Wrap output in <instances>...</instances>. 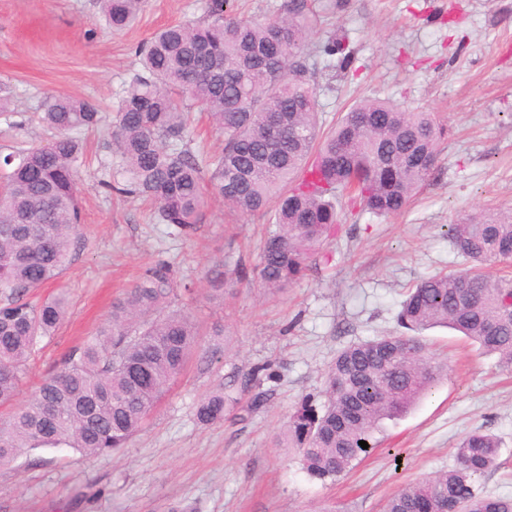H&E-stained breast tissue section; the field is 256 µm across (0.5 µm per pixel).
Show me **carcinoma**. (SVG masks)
I'll return each instance as SVG.
<instances>
[{
  "mask_svg": "<svg viewBox=\"0 0 512 512\" xmlns=\"http://www.w3.org/2000/svg\"><path fill=\"white\" fill-rule=\"evenodd\" d=\"M143 5L100 0L101 17L122 31ZM319 23L307 0H289L286 12L264 19L226 15L224 0H207L202 19L158 31L136 53L140 72L107 129L123 181L100 185L153 202L156 223L179 237L197 233L209 197L271 224L257 265L210 270L212 300L223 301L224 287L250 276L264 288L288 287L334 235L340 201L374 217L398 215L434 170L447 129L431 112L367 99L321 132L305 53ZM319 53L327 69L354 63L340 36L328 37ZM11 103L3 84L0 118L14 126ZM193 105L224 136L221 152L191 147ZM32 119L49 137L0 156V405L16 400L37 346L66 315L65 297L34 305L28 296L60 277L78 249L82 133L101 124L93 104L65 95L47 97ZM450 240L464 268L407 290L397 314L405 332L341 349L323 402L306 399L289 414L277 442L298 449L310 477L346 474L375 447L384 422L410 413L441 379L446 366L428 355L422 331L454 329L512 373V279L485 272L491 264L512 265V209L461 218ZM179 288L192 294L195 285L177 282L168 263L143 269L112 302L111 319L0 421V465L37 448L94 457L126 447L199 344V326L171 309ZM236 404L234 391L219 384L197 404L196 420L220 422ZM499 453L494 435L471 432L458 443L452 468L404 487L384 512H512V499L476 488Z\"/></svg>",
  "mask_w": 512,
  "mask_h": 512,
  "instance_id": "cac0c4a2",
  "label": "carcinoma"
}]
</instances>
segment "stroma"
I'll return each mask as SVG.
<instances>
[{"label": "stroma", "mask_w": 512, "mask_h": 512, "mask_svg": "<svg viewBox=\"0 0 512 512\" xmlns=\"http://www.w3.org/2000/svg\"><path fill=\"white\" fill-rule=\"evenodd\" d=\"M327 2L308 0L324 16L312 40L346 37L356 71L327 72L320 55L310 56L320 111L331 123L360 99L390 97L435 113L447 134L433 175L404 213L343 221L287 290L244 283L218 305L203 293L205 271L240 259L255 265L267 224L213 201L195 236L168 235L166 225L151 223L149 204L99 187L112 177V149L105 129L88 133L81 245L43 290L65 294L68 313L40 344L15 404L95 334L113 298L155 261L195 282L196 298L182 304L203 336L127 448L94 459L37 449L0 466V512H383L407 484L450 469L458 441L475 430L501 441L498 466L480 489L512 497V375L446 328L424 339L447 362V377L405 418L385 422L378 447L347 475L311 479L294 449L275 445L289 412L304 397L320 399L339 349L398 333L406 289L459 269L449 225L481 209L512 208V0H341L330 13ZM204 3L146 0L134 24L114 34L98 0H0V82L11 87L17 111H37L45 96L64 93L112 120L136 48L161 28L202 17ZM215 322L224 326L225 352L213 359ZM261 366L273 374L260 384L269 393L263 407L248 410L251 394L243 391L223 421L197 423L205 394ZM15 404L0 405V419Z\"/></svg>", "instance_id": "stroma-1"}]
</instances>
